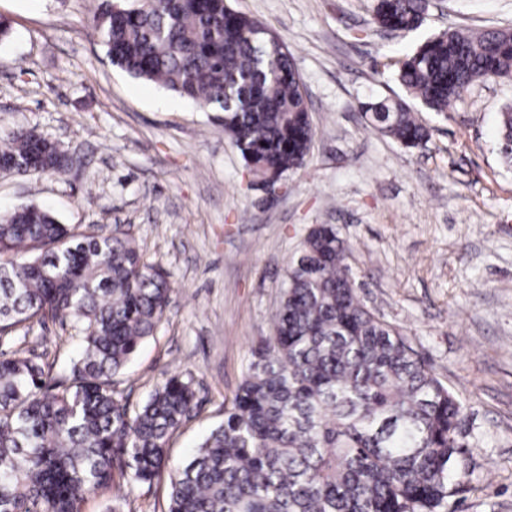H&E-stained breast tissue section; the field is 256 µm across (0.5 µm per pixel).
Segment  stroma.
Here are the masks:
<instances>
[{"label": "stroma", "mask_w": 512, "mask_h": 512, "mask_svg": "<svg viewBox=\"0 0 512 512\" xmlns=\"http://www.w3.org/2000/svg\"><path fill=\"white\" fill-rule=\"evenodd\" d=\"M102 0H0V133L24 128L71 156L62 172H0V213L49 207L64 224H120L173 293L154 335L114 379L144 403L170 375L190 380L197 413L170 437L183 462L224 419L256 343L271 335L288 265L312 225L349 247L362 301L398 325L433 373L468 405L470 468L450 512H512V169L497 146L512 81L473 84L408 150L368 127L355 105L402 94L396 63L456 26L512 27V0H427L410 34L381 29L376 0H227L288 46L315 136L305 165L271 192L251 183L211 111L112 66L92 17ZM69 327L33 321L0 337L70 374ZM169 482L112 487L82 512H164Z\"/></svg>", "instance_id": "35a3bbf8"}]
</instances>
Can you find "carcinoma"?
<instances>
[{"label":"carcinoma","mask_w":512,"mask_h":512,"mask_svg":"<svg viewBox=\"0 0 512 512\" xmlns=\"http://www.w3.org/2000/svg\"><path fill=\"white\" fill-rule=\"evenodd\" d=\"M425 0H377L374 20L412 32ZM92 22L112 65L222 113L253 180L300 168L315 131L288 47L226 0H106ZM512 79V28H448L399 62L406 93L438 114L475 81ZM368 126L406 149L430 128L406 99L358 103ZM512 166V103L499 113ZM55 143L0 136V170L60 172ZM348 248L316 224L290 262L273 336L262 340L212 429L172 466L170 436L198 407L191 381L167 378L140 406L113 378L153 336L171 302L169 274L118 225L81 232L27 205L0 214V333L34 319L70 323L69 380L19 350L0 359V512H82L87 497L169 472L166 512H448L462 475L466 403L401 330L360 300Z\"/></svg>","instance_id":"obj_1"}]
</instances>
